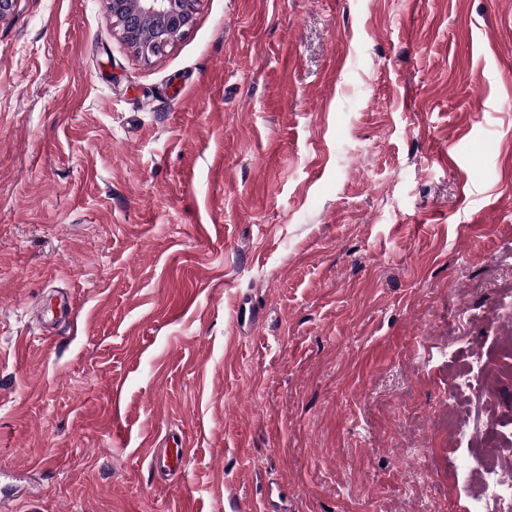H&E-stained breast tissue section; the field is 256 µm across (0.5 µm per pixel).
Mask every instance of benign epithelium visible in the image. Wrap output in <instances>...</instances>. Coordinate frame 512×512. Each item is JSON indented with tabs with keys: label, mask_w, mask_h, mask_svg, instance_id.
Returning a JSON list of instances; mask_svg holds the SVG:
<instances>
[{
	"label": "benign epithelium",
	"mask_w": 512,
	"mask_h": 512,
	"mask_svg": "<svg viewBox=\"0 0 512 512\" xmlns=\"http://www.w3.org/2000/svg\"><path fill=\"white\" fill-rule=\"evenodd\" d=\"M199 0H105L112 28L142 59L165 52L193 23Z\"/></svg>",
	"instance_id": "benign-epithelium-1"
}]
</instances>
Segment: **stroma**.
<instances>
[{
	"label": "stroma",
	"mask_w": 512,
	"mask_h": 512,
	"mask_svg": "<svg viewBox=\"0 0 512 512\" xmlns=\"http://www.w3.org/2000/svg\"><path fill=\"white\" fill-rule=\"evenodd\" d=\"M508 338L512 0H199L147 63L104 0L0 22V512H471ZM453 428L457 438L462 442H466L467 445H477L480 442L481 446H485L482 448H489L491 452L498 449L492 442L487 444L495 437L494 426L489 422L488 418L480 421L475 418H468L461 423H455ZM165 443L166 448H154L151 452L149 465L157 472L179 474L185 468V448L179 447L174 438H172L173 446L170 447V440H165Z\"/></svg>",
	"instance_id": "1"
}]
</instances>
